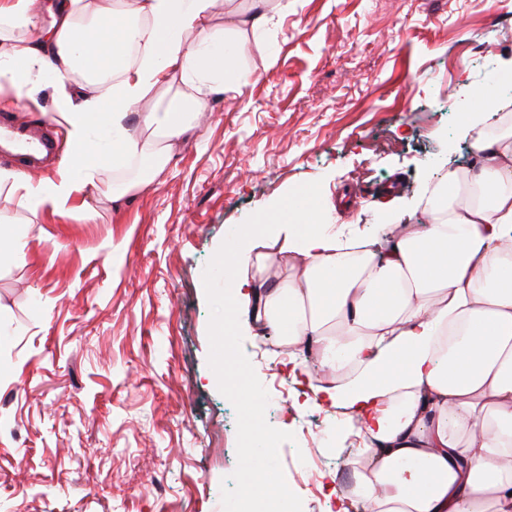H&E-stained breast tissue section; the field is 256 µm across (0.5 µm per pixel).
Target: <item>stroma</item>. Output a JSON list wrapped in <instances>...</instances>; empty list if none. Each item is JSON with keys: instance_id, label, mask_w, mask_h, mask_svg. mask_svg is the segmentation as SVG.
Masks as SVG:
<instances>
[{"instance_id": "obj_1", "label": "stroma", "mask_w": 512, "mask_h": 512, "mask_svg": "<svg viewBox=\"0 0 512 512\" xmlns=\"http://www.w3.org/2000/svg\"><path fill=\"white\" fill-rule=\"evenodd\" d=\"M237 91L214 94L163 171L113 207L138 164L100 165L71 209L0 189V512H224L236 414L209 368L203 272L230 231L294 187L321 181L327 223L368 237L422 219L433 161L468 160L465 130L494 125L512 81V0H288L248 36ZM0 78V114L52 117ZM92 218H85V209ZM293 433L279 458L302 512L325 496L355 438L346 408L287 382L278 337L244 334Z\"/></svg>"}]
</instances>
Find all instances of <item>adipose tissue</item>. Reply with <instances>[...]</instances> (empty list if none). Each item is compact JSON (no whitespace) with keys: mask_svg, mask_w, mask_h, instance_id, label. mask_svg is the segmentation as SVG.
<instances>
[{"mask_svg":"<svg viewBox=\"0 0 512 512\" xmlns=\"http://www.w3.org/2000/svg\"><path fill=\"white\" fill-rule=\"evenodd\" d=\"M31 4L0 0V73L20 82L50 68L71 161L38 183L0 174V186L56 208L109 157L162 171L209 97L247 83L225 39L287 7L59 0L42 29ZM75 72L86 93H72ZM469 150L471 166L426 187L425 222L376 225L359 252L333 225L277 224L276 250L233 254L244 273L231 321L307 343L332 370L313 391L351 412L345 433L362 442L353 492L368 512H512V125L470 136Z\"/></svg>","mask_w":512,"mask_h":512,"instance_id":"obj_1","label":"adipose tissue"}]
</instances>
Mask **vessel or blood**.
Instances as JSON below:
<instances>
[{"label":"vessel or blood","mask_w":512,"mask_h":512,"mask_svg":"<svg viewBox=\"0 0 512 512\" xmlns=\"http://www.w3.org/2000/svg\"><path fill=\"white\" fill-rule=\"evenodd\" d=\"M60 156V141L47 121L0 119L1 161L16 163L31 174L55 164Z\"/></svg>","instance_id":"vessel-or-blood-1"}]
</instances>
